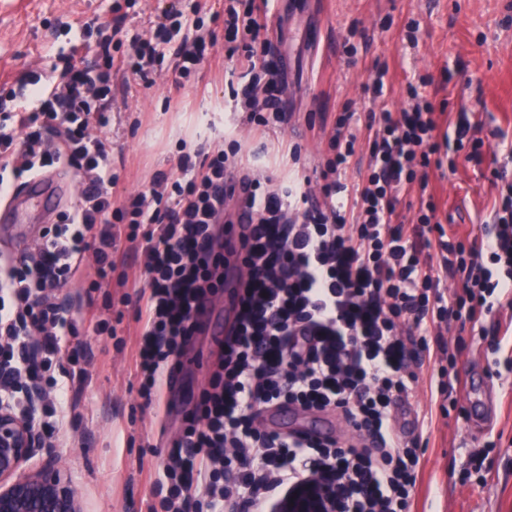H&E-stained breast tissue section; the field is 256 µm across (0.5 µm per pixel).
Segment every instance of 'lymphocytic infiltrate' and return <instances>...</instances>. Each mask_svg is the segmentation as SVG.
<instances>
[{
    "instance_id": "1",
    "label": "lymphocytic infiltrate",
    "mask_w": 512,
    "mask_h": 512,
    "mask_svg": "<svg viewBox=\"0 0 512 512\" xmlns=\"http://www.w3.org/2000/svg\"><path fill=\"white\" fill-rule=\"evenodd\" d=\"M199 0H170L150 39L117 36L128 18L113 6L97 23L93 57L74 43L56 53L63 67L42 86L18 82L30 109L0 116V194L9 178L47 168L81 172L85 188L43 233L31 252L0 258V372L17 377L49 374L53 395L29 402L23 388L0 390L6 402L43 421L57 415L60 378L71 359L76 324L60 288L80 270L86 252L95 265L89 291L79 296L98 333H106L92 296L115 269L121 243L141 252L144 285L134 343L140 394L153 403L183 347L197 331L196 311L224 287V271L238 264L246 278L234 295L235 319L220 345L218 368L186 420L177 451L148 478L163 512H261L286 486L326 474L341 512H411L422 450L394 427L392 410L415 393L414 369L431 349L456 362L466 349L432 341L436 324L482 328L487 316L512 307V145L493 172L498 197L491 225L478 241L447 236L443 204L428 194L419 173L441 151L480 160L484 141L466 114L444 127L420 85L406 87L410 109L368 112L365 123L342 112L329 132L330 157L319 195L295 181L269 191V176L243 170L227 182L240 145L193 160L179 159V175L159 173L150 188L120 193L107 132L112 122L113 75L151 85L158 65L172 59L180 77L199 71L206 40L214 36ZM256 0H231L224 16V48L245 82L248 121L256 131L287 125L278 74L268 57L274 46L256 12ZM367 139H360V131ZM368 151L365 176L348 181L358 153ZM418 192L413 221L399 215L401 193ZM237 200L245 221L237 248H228L224 213ZM461 288L448 290V278ZM292 403L333 409L365 438L363 447L311 439L259 426L261 409Z\"/></svg>"
}]
</instances>
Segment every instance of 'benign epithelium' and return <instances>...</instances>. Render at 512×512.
I'll return each mask as SVG.
<instances>
[{"instance_id":"benign-epithelium-1","label":"benign epithelium","mask_w":512,"mask_h":512,"mask_svg":"<svg viewBox=\"0 0 512 512\" xmlns=\"http://www.w3.org/2000/svg\"><path fill=\"white\" fill-rule=\"evenodd\" d=\"M0 512H85L72 478L29 415L0 406ZM275 512H338L335 489L321 479L293 486Z\"/></svg>"}]
</instances>
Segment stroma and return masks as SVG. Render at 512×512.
Listing matches in <instances>:
<instances>
[{
    "instance_id": "stroma-1",
    "label": "stroma",
    "mask_w": 512,
    "mask_h": 512,
    "mask_svg": "<svg viewBox=\"0 0 512 512\" xmlns=\"http://www.w3.org/2000/svg\"><path fill=\"white\" fill-rule=\"evenodd\" d=\"M113 0H0V97L29 75L48 76L51 57L68 50L88 19L110 16ZM417 22L409 40V22ZM268 36L285 77L282 105L293 119L284 130L260 135L236 111L242 82L236 62L225 60L177 84L162 72L151 87L112 80V169L128 192L149 187L157 172L177 170L182 147L211 150L232 129L244 163L267 171L269 191L309 178L311 193L321 184L327 155L322 117L366 113L408 105L407 81L426 80L425 94L449 118L468 113L484 141L481 162L457 158L455 169L429 168V186L445 207L440 220L460 232L480 233L489 223L497 191L491 172L498 140L512 141V0H269ZM387 68L382 97L366 90L374 72ZM178 98L182 107H167ZM299 146L301 159L289 151ZM44 229L39 209L29 206L23 223L0 234V252L27 253ZM118 285L95 292L100 316L116 334L100 336L79 322L77 357L85 376L49 442L59 463L79 485L88 512H148L156 499L142 465L166 463L185 418L196 408L216 367L229 316L224 293L209 300V320L193 336L180 362V383L164 391L159 405H145L134 371L131 346L139 331L136 302L121 303ZM456 368L462 377L482 379L485 414L477 425L444 415L430 377L441 364L431 358L419 376L414 404L395 409L396 429L421 430L422 468L414 491V512H512V370L496 364L512 359V343L493 352L491 339L471 336ZM497 446L486 449L487 441ZM485 449L481 468H466L467 451Z\"/></svg>"
}]
</instances>
